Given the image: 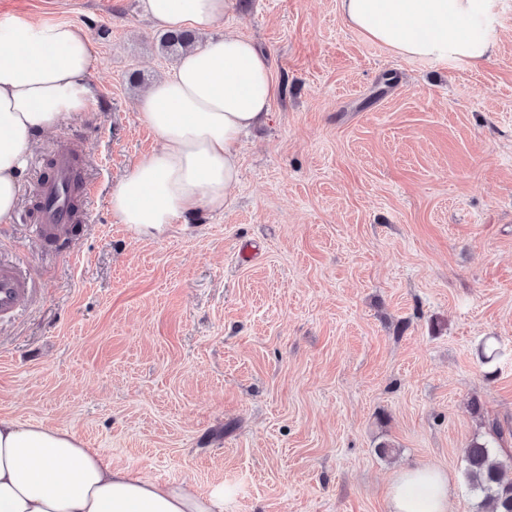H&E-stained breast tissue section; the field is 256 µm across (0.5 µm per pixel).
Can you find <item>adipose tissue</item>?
<instances>
[{
    "label": "adipose tissue",
    "instance_id": "ef3b65f1",
    "mask_svg": "<svg viewBox=\"0 0 512 512\" xmlns=\"http://www.w3.org/2000/svg\"><path fill=\"white\" fill-rule=\"evenodd\" d=\"M346 22L404 58L483 63L496 44L499 0H338ZM162 29L206 37L144 90L137 108L160 147L112 192L121 223L155 235L223 210L238 180L241 139L270 116L271 62L253 40L214 36L229 0H139ZM93 56L80 25L25 15L0 20V223L21 192L29 149L64 116L85 111ZM445 472L421 467L391 485L389 512H447ZM0 512H224V496L188 491L106 462L74 433L0 419Z\"/></svg>",
    "mask_w": 512,
    "mask_h": 512
}]
</instances>
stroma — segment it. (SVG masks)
<instances>
[{
	"label": "stroma",
	"instance_id": "obj_1",
	"mask_svg": "<svg viewBox=\"0 0 512 512\" xmlns=\"http://www.w3.org/2000/svg\"><path fill=\"white\" fill-rule=\"evenodd\" d=\"M138 2L0 0L87 28L96 88L37 136L0 224L33 283L0 320V417L223 491L225 512H388L416 466L446 472L448 512H477L468 444L494 420L512 453V0L477 68L396 56L338 0H232L222 32L268 53L279 92L223 212L154 236L111 207L160 146L136 100L175 62ZM64 143L97 193L57 249L33 204Z\"/></svg>",
	"mask_w": 512,
	"mask_h": 512
}]
</instances>
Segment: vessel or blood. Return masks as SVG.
<instances>
[{"mask_svg": "<svg viewBox=\"0 0 512 512\" xmlns=\"http://www.w3.org/2000/svg\"><path fill=\"white\" fill-rule=\"evenodd\" d=\"M71 148L63 147L54 155L52 173L42 178L38 191L37 231L46 242L64 240L77 217L71 214L63 194L72 175ZM31 294V281L17 264L0 261V318L12 316Z\"/></svg>", "mask_w": 512, "mask_h": 512, "instance_id": "obj_1", "label": "vessel or blood"}]
</instances>
